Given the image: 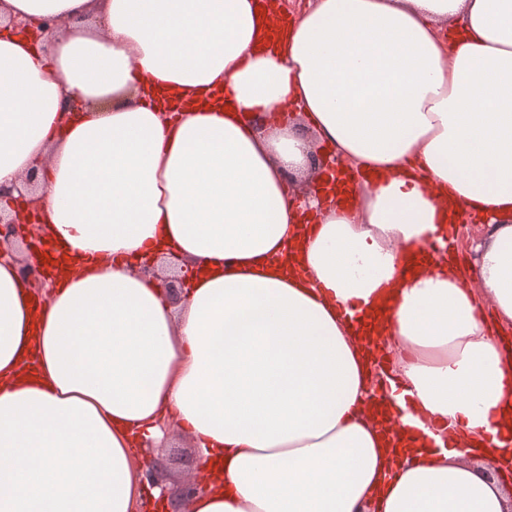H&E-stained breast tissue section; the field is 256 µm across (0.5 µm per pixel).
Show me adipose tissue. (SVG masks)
<instances>
[{"label":"adipose tissue","mask_w":512,"mask_h":512,"mask_svg":"<svg viewBox=\"0 0 512 512\" xmlns=\"http://www.w3.org/2000/svg\"><path fill=\"white\" fill-rule=\"evenodd\" d=\"M316 140L372 188L303 202ZM32 173L57 274L0 259V512H136L167 420L205 475L165 512H512V0H0V184ZM469 212L470 277L403 275ZM59 25L60 24L57 20L50 18H44L37 24L30 21H13L11 30H14L17 33H25V30H27L41 46L46 47L49 42V38Z\"/></svg>","instance_id":"obj_1"}]
</instances>
